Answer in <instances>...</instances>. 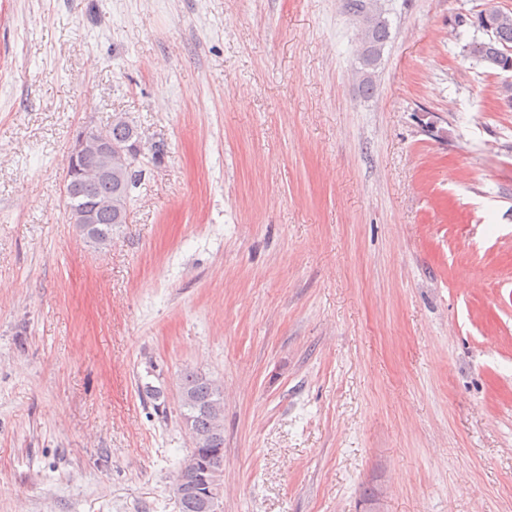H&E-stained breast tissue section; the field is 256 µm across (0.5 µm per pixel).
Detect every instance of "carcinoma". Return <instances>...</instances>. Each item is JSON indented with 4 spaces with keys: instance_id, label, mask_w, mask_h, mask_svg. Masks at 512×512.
<instances>
[{
    "instance_id": "obj_1",
    "label": "carcinoma",
    "mask_w": 512,
    "mask_h": 512,
    "mask_svg": "<svg viewBox=\"0 0 512 512\" xmlns=\"http://www.w3.org/2000/svg\"><path fill=\"white\" fill-rule=\"evenodd\" d=\"M345 10L354 17H362L364 28L360 29L362 52L359 54L361 92L369 98L374 94L375 82L364 75L368 69H376L383 50L390 39V27L378 0H345ZM495 41H474L469 44L470 55L486 65L502 47L512 48V12L494 15ZM106 135L117 144H130L131 151L121 160H112V178H95L74 174L73 180L79 188L83 203L97 207L98 222L83 224L80 211L69 208L71 219L80 235L98 245L105 246L112 239V231L126 223L127 202L131 189L136 186V170L139 149L132 139L138 137L134 127L121 115L112 120ZM180 417L192 437L193 448L186 459L198 457L212 477L221 478L224 472V397L216 381L193 369L181 374Z\"/></svg>"
}]
</instances>
